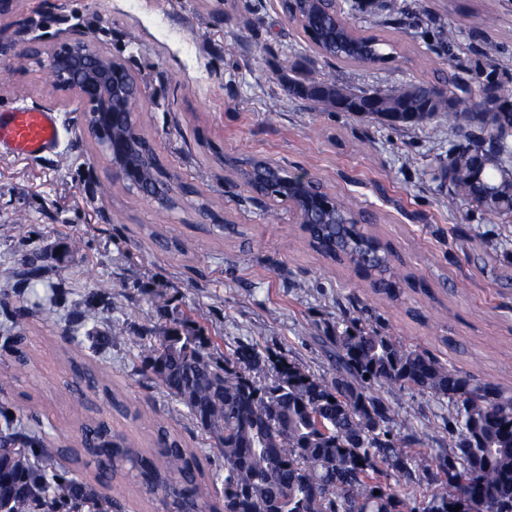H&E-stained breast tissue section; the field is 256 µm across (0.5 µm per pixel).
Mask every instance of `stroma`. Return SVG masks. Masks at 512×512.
<instances>
[{"label":"stroma","mask_w":512,"mask_h":512,"mask_svg":"<svg viewBox=\"0 0 512 512\" xmlns=\"http://www.w3.org/2000/svg\"><path fill=\"white\" fill-rule=\"evenodd\" d=\"M401 2L402 56L380 69L318 55L281 0H15L0 16V72L8 75L0 111L46 108L63 130L44 158L0 152V375L13 367L15 349L28 356L0 392V410L37 416L46 440L75 444L94 397L70 390V363L104 369L144 414L113 415V430L144 449L152 444L150 419L177 430L202 463L210 502L219 504L224 470L213 439L158 388L136 350L94 344L113 323L153 343L173 321L195 320L216 360L254 347L265 364L255 376L263 387L276 383L271 364L280 358L334 377L329 338L352 326L512 387V222H490L434 180L453 135L431 123L394 126L321 109L287 89L293 66L353 89L464 77L479 66L496 69L512 89V0ZM488 14L494 26L485 25ZM442 25L459 34L448 49L435 41ZM76 32L136 77L141 132L206 212L187 204L163 213L146 201L128 207V189L84 127L85 104L47 84L43 68L24 57L31 44L48 50ZM249 157L308 172L365 211L410 275L402 298L373 295L355 269L311 250L286 203L277 205L279 221H268L267 204L237 172V161ZM221 224L236 225L237 234L219 233ZM154 230L191 241L193 253L159 250ZM102 286L107 295L95 319L76 322L74 306ZM52 303L57 310L45 317L41 309ZM20 309L28 317L18 342L5 324ZM372 392L396 419L434 428L437 440L422 453L439 452L447 403L385 386ZM101 494L116 501L112 512L162 510L122 473Z\"/></svg>","instance_id":"1"}]
</instances>
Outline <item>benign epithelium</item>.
<instances>
[{
    "instance_id": "1",
    "label": "benign epithelium",
    "mask_w": 512,
    "mask_h": 512,
    "mask_svg": "<svg viewBox=\"0 0 512 512\" xmlns=\"http://www.w3.org/2000/svg\"><path fill=\"white\" fill-rule=\"evenodd\" d=\"M47 66L57 72L55 87L77 94L87 105L84 121L112 167V176L136 190L146 176L162 178L164 166L143 153L144 138L138 128L136 112L141 88L126 65L100 48H89L78 37L56 45ZM275 164L262 160L245 167L244 180L257 196L288 201L302 226L328 227L336 223L332 199L318 189V180L307 174H292L280 181L282 192L267 193Z\"/></svg>"
}]
</instances>
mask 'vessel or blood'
Wrapping results in <instances>:
<instances>
[{"instance_id": "1", "label": "vessel or blood", "mask_w": 512, "mask_h": 512, "mask_svg": "<svg viewBox=\"0 0 512 512\" xmlns=\"http://www.w3.org/2000/svg\"><path fill=\"white\" fill-rule=\"evenodd\" d=\"M61 125L53 112L20 105L0 114V151L38 159L54 151Z\"/></svg>"}]
</instances>
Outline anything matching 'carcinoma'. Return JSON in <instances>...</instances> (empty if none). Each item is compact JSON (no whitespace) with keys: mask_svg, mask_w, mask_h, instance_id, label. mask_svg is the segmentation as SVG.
Masks as SVG:
<instances>
[{"mask_svg":"<svg viewBox=\"0 0 512 512\" xmlns=\"http://www.w3.org/2000/svg\"><path fill=\"white\" fill-rule=\"evenodd\" d=\"M295 17L314 49L344 63L375 65L393 62L399 44L391 36L362 30L339 4L324 8L299 0H281ZM380 26L398 23L402 6L383 0ZM298 95L334 108L344 88L317 73L288 79ZM434 82L401 83L386 89H359L355 95L375 98L378 108L356 113L361 118L408 125L402 114L417 112V122H432L453 130L476 104V92L501 87L496 72L476 70L471 81H452L443 99H432ZM488 157L483 181L471 172L470 146L448 150L450 192L499 220L512 216V112H496L480 125ZM375 246L365 249L342 233L310 228L309 243L322 255L354 258L371 290L389 300L403 294V277L393 264L388 244L362 229ZM150 238L163 251L186 256L184 243H170L153 231ZM336 375L331 380L277 360L278 381L261 387L252 373L262 370L254 348L241 346L235 362H219L203 352L196 322L180 321L148 345L129 336L115 323L102 343H123L139 352L146 370L168 396L183 405L201 433L215 440L224 462V512H256L258 502L276 512H416L410 507L416 488H425L429 501L423 512L445 507L450 498H463L484 512H512V388L482 379L435 355L406 346L365 328L345 329L331 337ZM88 387L110 391L108 374L82 366ZM374 385L416 390L448 399V451L435 464L411 454L434 440L431 432L404 423L407 433L391 435V407L369 392ZM26 449L8 453L3 466L5 489L13 492L10 512H78L96 499L90 485L48 470L64 450L36 435L14 431ZM84 443L94 466L97 485L126 471L145 494L165 490L170 512H183L197 499H206L198 457L185 448L182 437L157 427L153 448L141 450L102 421L85 426ZM172 474L178 483L168 482ZM404 480L397 490L384 479ZM379 494H374V491Z\"/></svg>","mask_w":512,"mask_h":512,"instance_id":"obj_1","label":"carcinoma"}]
</instances>
